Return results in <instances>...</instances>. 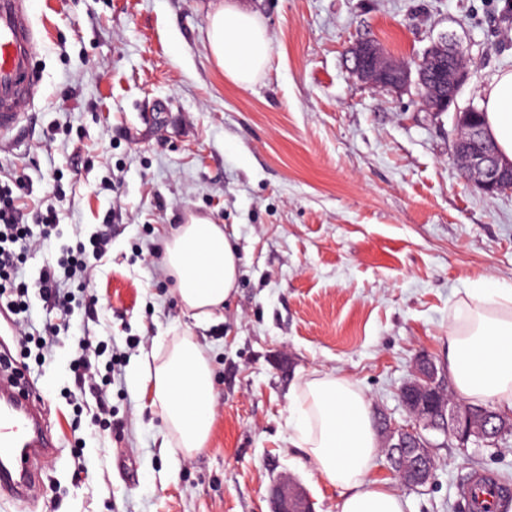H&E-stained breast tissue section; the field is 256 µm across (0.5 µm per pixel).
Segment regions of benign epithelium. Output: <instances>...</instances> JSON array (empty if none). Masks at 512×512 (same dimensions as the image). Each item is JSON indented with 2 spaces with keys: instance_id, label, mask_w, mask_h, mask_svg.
<instances>
[{
  "instance_id": "benign-epithelium-1",
  "label": "benign epithelium",
  "mask_w": 512,
  "mask_h": 512,
  "mask_svg": "<svg viewBox=\"0 0 512 512\" xmlns=\"http://www.w3.org/2000/svg\"><path fill=\"white\" fill-rule=\"evenodd\" d=\"M428 58L417 64V86L421 87L422 109L441 114L454 109L458 134L453 154L468 181L489 195L512 193V160L496 150L488 130L479 125L478 107H459L457 95L469 79L470 72L454 40L444 35L429 47ZM352 71L366 84L376 88L400 90L411 83V68L389 60L371 41L356 43L350 49ZM448 377L433 359L425 354L415 360L412 376L400 390V399L413 423L389 424L385 427L383 447L390 471L404 485L424 486L431 482L435 470V444L423 431L441 434L444 440L456 439L477 447L489 445L494 434L512 432V415L475 420L470 411L446 396ZM271 512H312L306 491L291 480H282L271 489Z\"/></svg>"
}]
</instances>
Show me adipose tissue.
Returning <instances> with one entry per match:
<instances>
[{
	"mask_svg": "<svg viewBox=\"0 0 512 512\" xmlns=\"http://www.w3.org/2000/svg\"><path fill=\"white\" fill-rule=\"evenodd\" d=\"M208 51L225 77L251 85L267 68L270 39L259 17L225 0L212 12ZM489 133L512 160V71L494 76L485 91ZM164 262L181 303L210 319L236 291L239 255L222 225H179L165 243ZM448 373L456 396L512 412V287L483 283L469 289L448 327ZM153 403L170 436L190 457L205 447L214 422L212 371L197 342L183 337L148 375ZM289 441L317 474L336 488L337 512H404L400 495L371 473L378 441L369 400L352 379L315 372L294 387Z\"/></svg>",
	"mask_w": 512,
	"mask_h": 512,
	"instance_id": "ef3b65f1",
	"label": "adipose tissue"
}]
</instances>
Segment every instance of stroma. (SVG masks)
<instances>
[{"label": "stroma", "mask_w": 512, "mask_h": 512, "mask_svg": "<svg viewBox=\"0 0 512 512\" xmlns=\"http://www.w3.org/2000/svg\"><path fill=\"white\" fill-rule=\"evenodd\" d=\"M271 39L248 87L225 78L207 49L214 0H33L41 95L21 132L0 141V172L24 180L23 223L55 201L61 238L32 251V279L61 244L108 225V252L78 294L74 321L121 353L99 400H73L72 336L25 361L57 462L35 512H271L269 488L299 481L315 512L338 493L288 441L293 384L343 375L392 423L417 355L448 365V325L467 288L512 286V194H483L452 154L451 113L422 110L415 87L377 90L352 72L361 41L414 62L452 34L470 78L459 106L481 105L512 70V0H240ZM222 224L241 255L224 310L197 323L181 305L161 246L186 212ZM194 334L209 359L215 420L194 456L171 460L139 362ZM432 484L388 480L405 512H465L457 488L475 470L512 478V445L434 450Z\"/></svg>", "instance_id": "obj_1"}]
</instances>
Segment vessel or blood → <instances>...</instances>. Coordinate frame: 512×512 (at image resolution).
Listing matches in <instances>:
<instances>
[{
    "label": "vessel or blood",
    "instance_id": "vessel-or-blood-1",
    "mask_svg": "<svg viewBox=\"0 0 512 512\" xmlns=\"http://www.w3.org/2000/svg\"><path fill=\"white\" fill-rule=\"evenodd\" d=\"M29 0H0V137L10 136L27 119L26 106L38 90L35 61L39 36ZM37 390L19 363L0 353V498L26 504L51 463L56 446L36 411ZM470 512H483L480 501L507 499V492L486 472L472 474L462 488Z\"/></svg>",
    "mask_w": 512,
    "mask_h": 512
}]
</instances>
